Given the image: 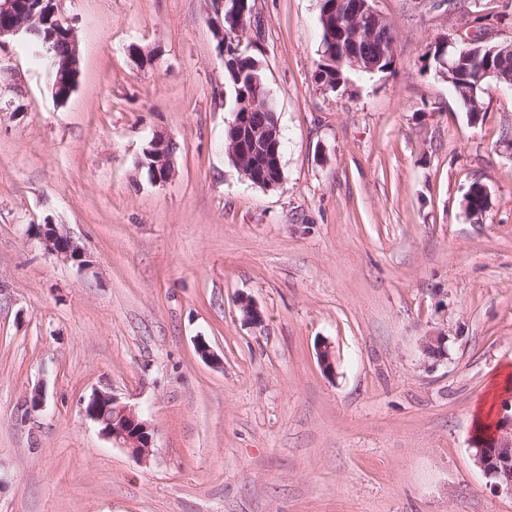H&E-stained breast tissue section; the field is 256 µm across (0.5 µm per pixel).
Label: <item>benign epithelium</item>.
<instances>
[{
  "instance_id": "obj_1",
  "label": "benign epithelium",
  "mask_w": 512,
  "mask_h": 512,
  "mask_svg": "<svg viewBox=\"0 0 512 512\" xmlns=\"http://www.w3.org/2000/svg\"><path fill=\"white\" fill-rule=\"evenodd\" d=\"M60 0H0V44L7 38L25 39L29 44L39 47L50 54L47 74L56 98L64 100L74 91L78 76V53L74 29L60 15ZM330 25L350 26L351 41L361 37L374 36L384 28L385 20L374 8L372 0H364L361 7L351 13L345 10L343 2H338V9L331 10ZM210 22L219 42V55H224V43H233L241 47L253 48L255 40L248 38L252 24L241 22L238 0H212ZM64 39L70 45L69 57L61 60L52 53L53 43ZM481 45L492 55L502 45H488L485 29L468 27L459 32L458 39L447 43L454 55L471 56L476 46ZM342 62L357 71L374 73L377 61H364L361 58L342 53ZM331 59V62L338 61ZM261 107L270 114H275V107L260 76L252 79L251 93L239 98L234 111V121L229 126L230 150L237 159V168L246 169L244 176L254 184L264 188H274L281 183L282 176L278 149L281 145L278 120L257 122L253 107ZM149 157L155 160L154 168L164 171L158 182L168 180L172 174V155L174 144L166 139L154 138L149 149ZM271 163L275 174L266 178L255 175L258 160ZM50 234L45 229L31 224L28 235L39 239L45 249L78 264L84 263L82 254L75 251L70 237L53 225H48ZM509 412L499 414L493 433L476 446V457L483 470L494 479L493 488L498 492L512 495V405ZM84 412L87 418L95 422L102 435L113 444L127 448L140 459L149 453L153 442L151 424L141 419L135 410L106 392H95L86 403Z\"/></svg>"
}]
</instances>
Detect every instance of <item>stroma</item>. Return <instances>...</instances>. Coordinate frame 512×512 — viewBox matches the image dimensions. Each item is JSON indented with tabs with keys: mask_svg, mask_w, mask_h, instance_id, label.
<instances>
[{
	"mask_svg": "<svg viewBox=\"0 0 512 512\" xmlns=\"http://www.w3.org/2000/svg\"><path fill=\"white\" fill-rule=\"evenodd\" d=\"M209 7L61 0L64 102L0 47V512H512L475 458L481 401L512 399V87L471 117L429 60L465 11L374 0L394 65L320 89V0H254L282 134L267 190L225 149ZM159 134L163 183L140 164ZM99 391L152 424L146 458L84 417ZM149 158L155 160L154 168L157 173L155 182H165L172 174V155L174 153V144L166 139H159L155 137L149 149L146 150ZM160 170L164 171L163 178L160 175ZM38 228L39 226L37 224L29 225L28 235L39 239L49 253L63 256L65 259L72 260L78 264L85 262L82 258V254L75 252L76 247L73 246L70 237L62 233L54 224H49L46 228L43 227L40 229V232L37 231ZM47 228L52 230L48 235L45 234Z\"/></svg>",
	"mask_w": 512,
	"mask_h": 512,
	"instance_id": "35a3bbf8",
	"label": "stroma"
}]
</instances>
